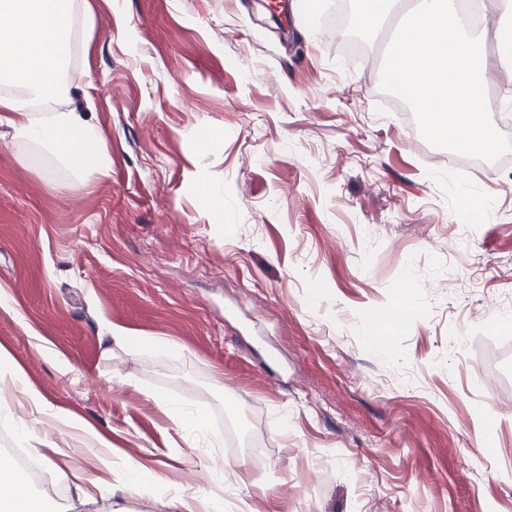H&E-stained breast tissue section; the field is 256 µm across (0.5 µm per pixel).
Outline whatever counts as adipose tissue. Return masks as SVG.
Here are the masks:
<instances>
[{"instance_id": "ef3b65f1", "label": "adipose tissue", "mask_w": 512, "mask_h": 512, "mask_svg": "<svg viewBox=\"0 0 512 512\" xmlns=\"http://www.w3.org/2000/svg\"><path fill=\"white\" fill-rule=\"evenodd\" d=\"M73 0H0V123L38 144L81 179L107 174L111 157L101 132L72 109L33 112L32 101L63 98L61 76L72 53ZM0 512H45L26 471L0 455Z\"/></svg>"}]
</instances>
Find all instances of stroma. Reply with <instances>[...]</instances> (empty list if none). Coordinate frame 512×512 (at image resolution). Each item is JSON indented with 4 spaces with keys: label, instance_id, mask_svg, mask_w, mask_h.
<instances>
[{
    "label": "stroma",
    "instance_id": "1",
    "mask_svg": "<svg viewBox=\"0 0 512 512\" xmlns=\"http://www.w3.org/2000/svg\"><path fill=\"white\" fill-rule=\"evenodd\" d=\"M337 1L290 50L254 0H76L109 175L0 124V350L45 402L0 394V447L38 496L141 465L122 512H512V162L430 157L379 106L396 20L352 56Z\"/></svg>",
    "mask_w": 512,
    "mask_h": 512
}]
</instances>
